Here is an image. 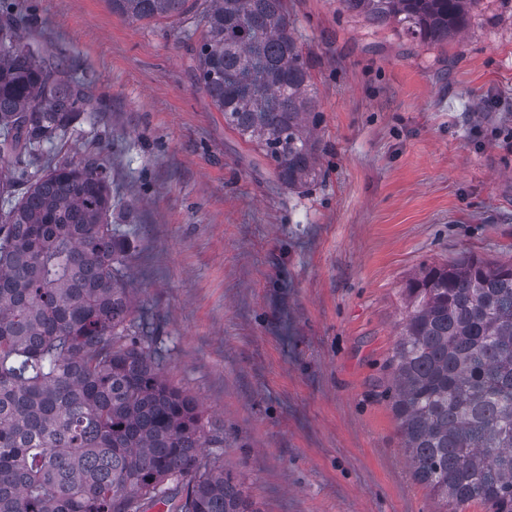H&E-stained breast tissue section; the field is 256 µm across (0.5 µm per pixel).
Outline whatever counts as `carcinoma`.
I'll use <instances>...</instances> for the list:
<instances>
[{"label": "carcinoma", "mask_w": 512, "mask_h": 512, "mask_svg": "<svg viewBox=\"0 0 512 512\" xmlns=\"http://www.w3.org/2000/svg\"><path fill=\"white\" fill-rule=\"evenodd\" d=\"M133 22L189 0H107ZM481 0H338L442 46ZM197 83L224 126L299 189L320 174V112L285 0H205ZM0 0V512H258L237 476L200 471L197 400L160 373L136 320L109 163L54 153L90 95L24 42ZM384 397L414 479L449 507L512 512V263L425 265ZM190 478L185 496L174 487Z\"/></svg>", "instance_id": "1"}]
</instances>
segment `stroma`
Instances as JSON below:
<instances>
[{"label":"stroma","mask_w":512,"mask_h":512,"mask_svg":"<svg viewBox=\"0 0 512 512\" xmlns=\"http://www.w3.org/2000/svg\"><path fill=\"white\" fill-rule=\"evenodd\" d=\"M35 6L28 36L106 111L73 156L107 158L137 313L261 512H438L382 395L421 267L512 261V10L482 0L447 45L287 0L321 113V175L288 189L199 89L198 10L130 22L107 0Z\"/></svg>","instance_id":"stroma-1"}]
</instances>
